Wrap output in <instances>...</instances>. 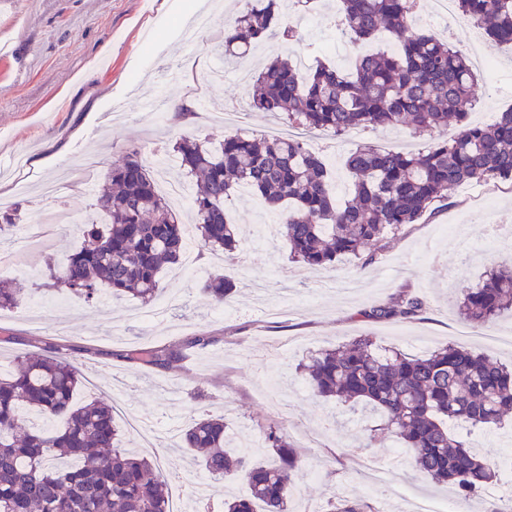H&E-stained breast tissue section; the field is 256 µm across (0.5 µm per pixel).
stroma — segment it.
Here are the masks:
<instances>
[{
  "mask_svg": "<svg viewBox=\"0 0 512 512\" xmlns=\"http://www.w3.org/2000/svg\"><path fill=\"white\" fill-rule=\"evenodd\" d=\"M177 2L0 0V213L16 209L25 224L39 219L52 228L40 252L12 254L8 269L0 271L27 290L22 307L0 311V371L28 353L82 364L78 400L109 397L126 447L138 445L127 423L131 413L161 431L194 417L223 415L232 447L251 445L258 459L270 455L264 429L279 425L305 462L290 512H311L334 497L367 502L372 512H400L413 499L458 500L456 487L413 469L397 440L367 447L361 412L313 398L297 366L315 351L363 334L412 355L452 344L512 364V345L484 341L457 306L462 289L474 286L490 264L512 265V183L449 191L447 200L396 233L370 264L346 256L329 267H311L292 260L286 241L275 236L231 262L195 253L200 271L192 278L165 269L150 304L108 295L90 310L67 293L44 290L48 262L83 245L80 225L104 223L96 196L128 151L152 158L171 152L183 135L221 140L228 106L240 114L239 133L278 134L285 121L251 107L252 86L240 83L241 74L257 75L277 55L305 73L320 61L348 70L358 54L389 47L384 35L365 46L353 44L338 0H316L307 20L294 8L282 16L295 26L296 41L264 42L251 58L228 66L224 25L245 0H203L198 35L177 31ZM432 16L429 0H418L414 28L449 39L468 58L489 54L497 62L478 88L469 121L486 125L511 110L512 47L492 43L462 16L440 24ZM192 59L198 64L192 80L178 79ZM155 95L172 108L191 103L193 120L157 121L141 104ZM306 142L324 160L340 197L352 187L346 160L357 147L411 151L427 144L402 127L341 137L314 132ZM220 275L237 286L230 300L236 312L228 317L218 316L202 290L205 280ZM403 291L423 298L424 310L401 322L371 317L374 307ZM157 302L169 303L165 317H154ZM195 336L211 342L167 368L139 355L146 348L179 347ZM144 455L162 460L169 492L189 497L204 480L186 449L162 442ZM366 466L384 469V493L366 486ZM207 483L208 512H224L225 498L246 492L239 482Z\"/></svg>",
  "mask_w": 512,
  "mask_h": 512,
  "instance_id": "stroma-1",
  "label": "stroma"
}]
</instances>
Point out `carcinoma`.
Masks as SVG:
<instances>
[{"mask_svg": "<svg viewBox=\"0 0 512 512\" xmlns=\"http://www.w3.org/2000/svg\"><path fill=\"white\" fill-rule=\"evenodd\" d=\"M353 43L388 32L391 53L362 54L353 69L320 64L302 76L275 57L259 72L252 107L277 112L291 126L347 134L358 128L411 125L433 144L418 151L359 147L347 160L354 178L349 198L333 196L326 164L295 138L229 134L217 145L192 136L173 146L180 167L200 182L192 197L203 250L227 258L240 241L224 202L242 187L280 216L279 234L291 257L323 266L347 255L374 261L389 235L415 224L448 192L464 184L512 180V109L488 125L467 122L477 77L471 62L432 34L409 31L415 0H341ZM462 15L488 38L512 45V0H457ZM282 0H247L224 27V57L243 58L258 44L289 40L280 24ZM460 125L446 137L448 120ZM103 224H84L85 245L49 267L44 286L64 288L89 306L109 291L150 302L167 265L185 248L180 214L156 187L152 166L133 149L107 176L96 200ZM223 277L203 290L219 306L235 292ZM26 289L0 280V309L16 308ZM423 300L401 293L370 315L410 318ZM461 317L484 327L512 309V268L494 266L458 304ZM307 386L322 400L362 404L377 414L369 445L396 437L415 466L432 480L455 485L467 497L490 485L496 461L470 446L460 430L492 428L512 413V370L488 357L448 345L423 357L380 347L369 336L321 350L302 365ZM80 367L64 356H24L0 374V512H169L166 481L146 457L120 446L112 405L76 403ZM224 416L192 421L182 446L217 480L244 482L248 494L224 502V512H288L302 466L282 428L270 425L264 442L273 461L251 449H226ZM320 512H372L361 500H329Z\"/></svg>", "mask_w": 512, "mask_h": 512, "instance_id": "1", "label": "carcinoma"}]
</instances>
